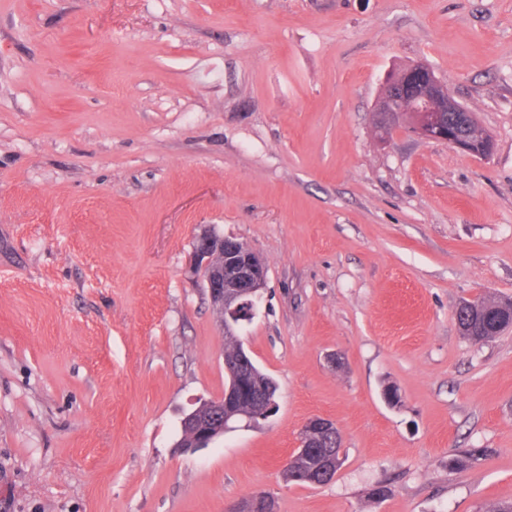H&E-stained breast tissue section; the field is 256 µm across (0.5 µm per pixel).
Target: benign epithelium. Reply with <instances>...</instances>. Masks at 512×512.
I'll return each mask as SVG.
<instances>
[{"mask_svg": "<svg viewBox=\"0 0 512 512\" xmlns=\"http://www.w3.org/2000/svg\"><path fill=\"white\" fill-rule=\"evenodd\" d=\"M455 113L448 120V113ZM376 123L380 130L397 128L418 137L456 148L472 156H486L493 150L491 138L480 133L474 113L464 108L452 95L448 85L437 78L425 63L414 64L403 71L391 72L385 81L384 94L376 105ZM192 263L203 278L211 305L224 319V332L234 335V329L252 320L256 303L265 288L267 268L263 259L246 244L230 235L213 230L201 232L195 240ZM252 358L244 348L237 356L224 362L230 382L224 387V396L201 400L181 422V431L189 432L192 443L180 442L179 447L196 451L207 448L230 429L232 416L224 410L233 407L243 397L241 377L235 372L250 367ZM276 410L275 397L256 414L239 413L246 425L266 420ZM336 428L329 419L313 417L300 431L299 448H308V437L328 433ZM268 500L267 492L255 491L245 500L225 507V512H257L255 505Z\"/></svg>", "mask_w": 512, "mask_h": 512, "instance_id": "benign-epithelium-1", "label": "benign epithelium"}]
</instances>
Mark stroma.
Wrapping results in <instances>:
<instances>
[{
    "label": "stroma",
    "mask_w": 512,
    "mask_h": 512,
    "mask_svg": "<svg viewBox=\"0 0 512 512\" xmlns=\"http://www.w3.org/2000/svg\"><path fill=\"white\" fill-rule=\"evenodd\" d=\"M419 62L490 156L378 140ZM205 228L267 265L237 335L279 410L186 452L226 382ZM489 296L512 300V0H0V512L512 503V329L455 321ZM315 416L342 465L285 482ZM481 303L487 310L494 313L482 322H477L472 316V310L467 304ZM460 306V307H459ZM459 307V308H458ZM455 311V320L459 332L470 333L472 338L468 339L474 343H482L494 339V336L502 322L507 323L512 308V300L497 301L491 298H477L475 300H463L459 303Z\"/></svg>",
    "instance_id": "1"
}]
</instances>
